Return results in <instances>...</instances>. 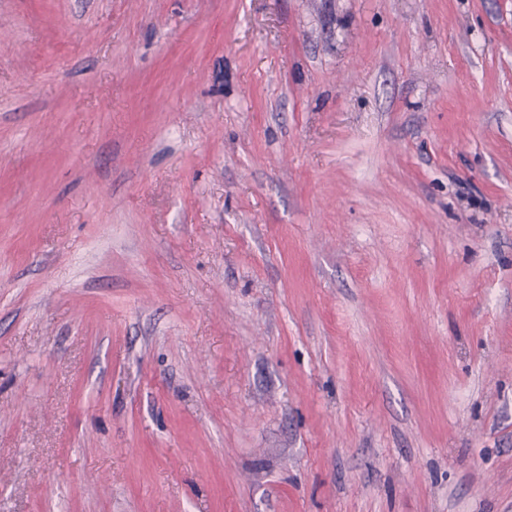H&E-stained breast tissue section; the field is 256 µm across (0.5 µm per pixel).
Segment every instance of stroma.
Wrapping results in <instances>:
<instances>
[{
	"instance_id": "stroma-1",
	"label": "stroma",
	"mask_w": 512,
	"mask_h": 512,
	"mask_svg": "<svg viewBox=\"0 0 512 512\" xmlns=\"http://www.w3.org/2000/svg\"><path fill=\"white\" fill-rule=\"evenodd\" d=\"M0 512H512V0H0Z\"/></svg>"
}]
</instances>
